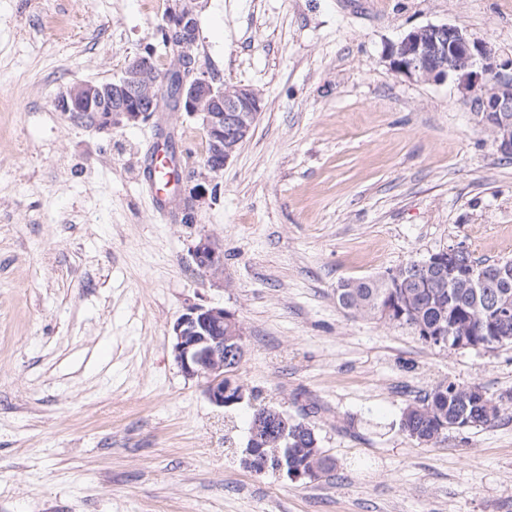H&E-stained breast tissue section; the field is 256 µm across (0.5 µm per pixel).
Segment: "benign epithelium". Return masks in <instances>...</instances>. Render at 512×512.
I'll return each instance as SVG.
<instances>
[{
    "instance_id": "benign-epithelium-1",
    "label": "benign epithelium",
    "mask_w": 512,
    "mask_h": 512,
    "mask_svg": "<svg viewBox=\"0 0 512 512\" xmlns=\"http://www.w3.org/2000/svg\"><path fill=\"white\" fill-rule=\"evenodd\" d=\"M192 0H171L160 28L167 45L176 49V64L168 72L151 65L153 52L125 65L122 75L110 83L75 84L56 99L62 112H79L89 128L119 127L148 121L161 103L168 78L179 81L178 110L202 119L210 151L200 164L202 172L188 206L186 219L194 218L193 199L208 196L209 176L218 174L247 139L263 112L261 95L249 86L216 80L199 68L191 53L192 36L198 27ZM391 68L417 82L456 83L463 101L484 128L493 131L497 149L512 154V57L499 59L486 42L449 24H428L406 33L388 50ZM463 245L443 250L448 276L473 277L461 270ZM191 257L206 278L224 277V253L207 236L191 246ZM229 325L235 345L224 348V325ZM242 340L235 315L222 307L190 305L172 328V354L182 374L203 381L208 401L217 408L232 406L245 398L244 387L230 373L240 362L236 353ZM231 399H226L227 395Z\"/></svg>"
}]
</instances>
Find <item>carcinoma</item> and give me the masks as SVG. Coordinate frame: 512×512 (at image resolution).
<instances>
[{"mask_svg":"<svg viewBox=\"0 0 512 512\" xmlns=\"http://www.w3.org/2000/svg\"><path fill=\"white\" fill-rule=\"evenodd\" d=\"M462 266L476 272L475 281L448 278L442 267L427 263V258L407 262L382 276L351 279L336 288V302L354 316L382 319L381 313L393 310L391 323L410 327L422 342L427 335L442 333L438 347L448 348V335H464L476 341L493 339L488 350L512 344V318L486 336L485 316L507 299L512 300V278L501 277L500 260H479L467 253ZM502 401L489 396L478 383L439 384L402 413L399 428L410 439L435 445L455 430L460 415L469 418L472 427L485 425L500 417ZM280 442L279 461L265 441L254 442L242 450L241 462L260 471H277L285 464V472L301 471L304 481L312 482L333 467L324 454L314 429L304 420L288 416L273 426Z\"/></svg>","mask_w":512,"mask_h":512,"instance_id":"1","label":"carcinoma"}]
</instances>
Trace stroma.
Returning <instances> with one entry per match:
<instances>
[{
  "mask_svg": "<svg viewBox=\"0 0 512 512\" xmlns=\"http://www.w3.org/2000/svg\"><path fill=\"white\" fill-rule=\"evenodd\" d=\"M169 0H0V512H512V409L421 445L404 408L442 382L512 394V345L440 350L336 303L455 243L512 258V159L453 81L396 74L390 45L450 24L512 56V0H196L194 54L264 110L215 196L162 219L143 170L190 150L169 111L94 130L55 107L154 48ZM203 235L224 278L195 268ZM192 304L233 312L243 403L210 404L172 355ZM261 406L306 417L332 470L240 462Z\"/></svg>",
  "mask_w": 512,
  "mask_h": 512,
  "instance_id": "35a3bbf8",
  "label": "stroma"
}]
</instances>
